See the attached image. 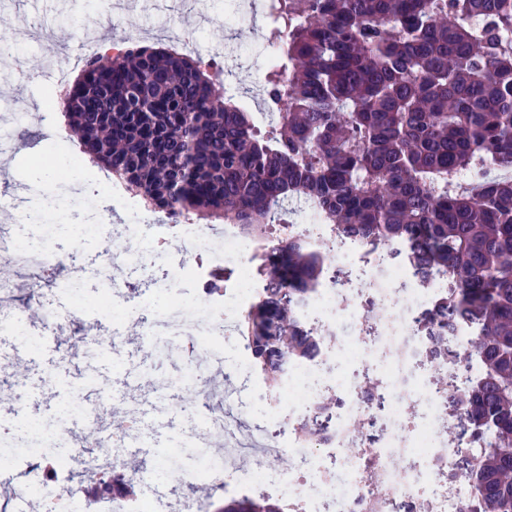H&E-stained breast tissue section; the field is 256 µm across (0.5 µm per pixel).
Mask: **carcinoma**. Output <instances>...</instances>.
<instances>
[{"label":"carcinoma","instance_id":"cac0c4a2","mask_svg":"<svg viewBox=\"0 0 512 512\" xmlns=\"http://www.w3.org/2000/svg\"><path fill=\"white\" fill-rule=\"evenodd\" d=\"M280 61L265 77L275 118L257 125L209 65L172 50L90 57L65 97L81 153L145 203L238 224L264 243L266 286L240 324L269 389L323 337L295 315L326 256L284 233L288 204L312 200L336 235L407 246L447 284L419 320L430 358L472 330L479 372L450 389L464 441V512H512V0H268ZM487 160L505 175L471 188L453 174ZM216 512H285L272 496Z\"/></svg>","mask_w":512,"mask_h":512}]
</instances>
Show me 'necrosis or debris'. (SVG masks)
<instances>
[{
  "instance_id": "necrosis-or-debris-1",
  "label": "necrosis or debris",
  "mask_w": 512,
  "mask_h": 512,
  "mask_svg": "<svg viewBox=\"0 0 512 512\" xmlns=\"http://www.w3.org/2000/svg\"><path fill=\"white\" fill-rule=\"evenodd\" d=\"M78 206L74 217L79 247H57L61 227L42 203V220H34L28 193L0 192V207L11 211L0 225V267L10 279L0 281V335L21 344L36 359L63 323L94 320L91 341L113 363L125 357L123 335L137 325L143 349L181 354V366L163 378L166 392L159 417L179 419L173 447L226 445L229 454L206 455L176 483L157 486L150 495L126 491V482L147 483L165 469L167 454L157 449L159 418H145L128 405L121 428L112 426L111 386L99 376L95 404L62 398L53 413L33 409L30 390L57 392L59 380L49 372L14 378L13 362L0 363V410L9 430L0 429V473L13 485L14 500H0V512L39 501L47 512H212V500L200 493L244 486L286 498L289 512H463L471 490L454 478L452 463L460 443L449 428L457 420L448 389L473 376L477 363L454 369L436 366L415 323L434 302L441 283L422 278L395 258L393 250H372L357 239L334 234L316 202L293 205L290 221L304 243L320 248L332 270L297 309L298 319L320 330L326 342L318 356L289 364L279 391L250 442L241 438V422L228 408L210 404L209 374L221 358V345L235 336L241 317L262 293L251 274L253 240L234 224L197 225L185 214L169 211L153 218L126 193L101 190L87 195L71 187ZM138 211L128 224L113 221L116 209ZM127 243L112 249L113 239ZM164 249H156V242ZM95 243L94 255L82 246ZM68 260L70 274L60 288L38 295V302L67 308L65 318L30 322L10 305L19 279L39 288L43 279ZM234 266L237 275L223 288L211 287L212 269ZM101 287L87 294L84 284ZM167 295L156 308L158 295ZM335 410L317 417L322 397ZM320 419L324 431L312 440L298 437L299 424ZM259 447L249 468L235 461V451ZM140 449L144 468L129 475V449ZM289 456L283 472L276 464ZM91 474L97 495L85 493L82 477Z\"/></svg>"
}]
</instances>
